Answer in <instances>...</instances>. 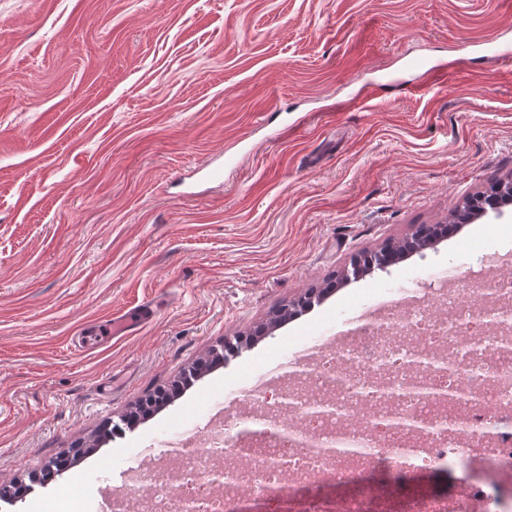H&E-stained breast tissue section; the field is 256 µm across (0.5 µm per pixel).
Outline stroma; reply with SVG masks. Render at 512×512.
<instances>
[{"label":"stroma","instance_id":"stroma-1","mask_svg":"<svg viewBox=\"0 0 512 512\" xmlns=\"http://www.w3.org/2000/svg\"><path fill=\"white\" fill-rule=\"evenodd\" d=\"M493 36L512 43V0H0V484L512 178ZM420 59L448 66L425 94ZM509 252L512 207L349 281L0 512H105L162 440L385 290Z\"/></svg>","mask_w":512,"mask_h":512}]
</instances>
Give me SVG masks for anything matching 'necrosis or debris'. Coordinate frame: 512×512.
I'll use <instances>...</instances> for the list:
<instances>
[{
    "label": "necrosis or debris",
    "mask_w": 512,
    "mask_h": 512,
    "mask_svg": "<svg viewBox=\"0 0 512 512\" xmlns=\"http://www.w3.org/2000/svg\"><path fill=\"white\" fill-rule=\"evenodd\" d=\"M232 420L191 431L189 452L159 456L113 512H257L284 494L330 512L333 477L362 492L346 512H512V276L445 275L427 294L388 296L325 342L300 374L257 380ZM461 463V480L415 487Z\"/></svg>",
    "instance_id": "1"
}]
</instances>
